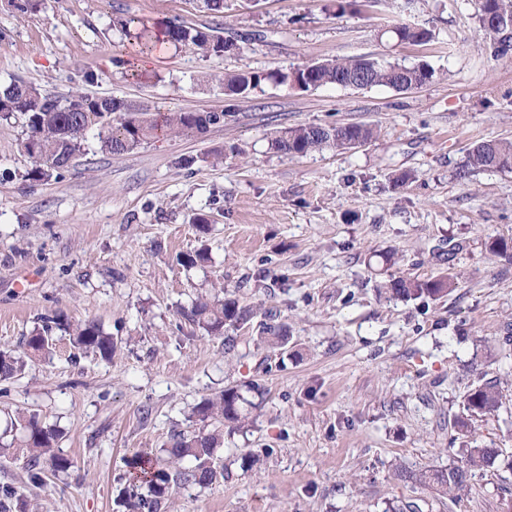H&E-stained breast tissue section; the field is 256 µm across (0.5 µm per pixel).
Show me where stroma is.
<instances>
[{
    "label": "stroma",
    "instance_id": "1",
    "mask_svg": "<svg viewBox=\"0 0 512 512\" xmlns=\"http://www.w3.org/2000/svg\"><path fill=\"white\" fill-rule=\"evenodd\" d=\"M117 17L217 26L240 51L204 58L172 45L139 75ZM397 22L434 37L397 43L386 33ZM359 56L436 76L406 92L267 81L244 100L200 79ZM13 81L226 117L124 154L88 139L40 182L26 178L24 116L0 119V346L20 348L54 315L96 320L121 342L104 361L62 336L50 358L0 382V431L5 410L40 411L72 462L42 485L24 460L0 463V487L36 512H118L127 459L165 462L171 436L198 429L192 408L235 386L253 421L225 433L223 479L172 487L161 512H512V263L486 252L512 238V172L458 177L474 143L512 140V52L492 54L476 0H358L341 15L333 0H224L220 14L203 0H41L25 13L0 0V85ZM348 123L380 134L303 157L271 147L286 127ZM402 172L412 181L394 186ZM203 245L208 266L178 262ZM388 251L395 266L381 260ZM443 274L458 286L438 300L377 291ZM213 283L272 312L287 349L262 343L255 322L224 338L181 324L179 309ZM488 381L504 405L470 417L462 436L464 397ZM474 445L499 449V464L450 506L400 478L462 464ZM249 451L259 468H242Z\"/></svg>",
    "mask_w": 512,
    "mask_h": 512
}]
</instances>
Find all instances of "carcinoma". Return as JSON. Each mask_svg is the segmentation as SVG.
<instances>
[{"instance_id":"cac0c4a2","label":"carcinoma","mask_w":512,"mask_h":512,"mask_svg":"<svg viewBox=\"0 0 512 512\" xmlns=\"http://www.w3.org/2000/svg\"><path fill=\"white\" fill-rule=\"evenodd\" d=\"M478 14L480 28L494 53L505 54L511 50L512 0H478ZM113 26L137 40L142 48H150L153 34L149 27L144 25L140 31L132 33L130 22L122 18L114 19ZM390 33L401 43L425 44L432 38L431 31L426 28L403 24L392 26ZM164 35L169 42L188 45L204 57L224 56V38L214 35L209 27L188 28L170 22L165 25ZM293 73L307 90L336 85L352 89L385 86L408 91L432 81L435 75L426 63L406 66L368 57L314 61L297 67ZM291 74L241 69L223 74L218 81L224 85L225 95L246 99L264 81L290 84ZM14 112L26 118L25 147L33 160L26 177L32 181H41L66 170L68 162L81 153L90 136L99 140L103 150L124 154L137 149L160 131L176 137L197 136L215 125L217 119L210 112H132L121 98L88 95L78 86L66 97L59 98L19 82L0 87V114L7 117ZM376 136L377 130L367 124H304L279 132L271 145L278 152L293 157L327 147L348 150L352 143L365 145ZM485 170L512 172L511 140L477 142L468 152L459 178ZM488 252L512 262V240L496 239L488 245ZM456 288L454 278L447 275L427 279L398 277L389 280L386 286L390 296L405 300L423 296L440 298ZM179 315L184 322L209 336H222L226 328L237 330L250 324L257 312L235 297L221 299L202 295L181 309ZM62 326L69 331L72 347L79 351L110 361L118 350V342L96 321L88 320L72 327L57 316L45 317L42 325L25 338L22 352L0 351V382L21 376L29 360L50 352L55 341L54 330ZM260 333L273 345H288V335L281 326L264 324ZM243 403L245 399L240 390L228 387L194 406L192 414L203 426L191 435H174L165 467L157 466L148 455H136L128 460L125 486L117 504L125 512H160L170 484L179 481L208 486L224 477V469L215 465L216 453L224 445L223 425L231 423L239 427L245 423L247 414ZM501 406L499 390L490 382L472 388L464 396L463 408L471 416L491 414ZM60 436L56 425L48 423L38 411L18 409L9 417L6 429L0 434V459L24 456L32 471L31 479L41 484L43 480L38 471L41 461H46L55 473L71 467L70 459L55 452ZM499 456L496 448L476 446L466 450L462 466L411 471L403 474V478L412 484L430 486L439 496L455 500L467 489L472 472L495 467ZM14 507L19 512H26L24 495L13 487L0 490V512H12Z\"/></svg>"}]
</instances>
